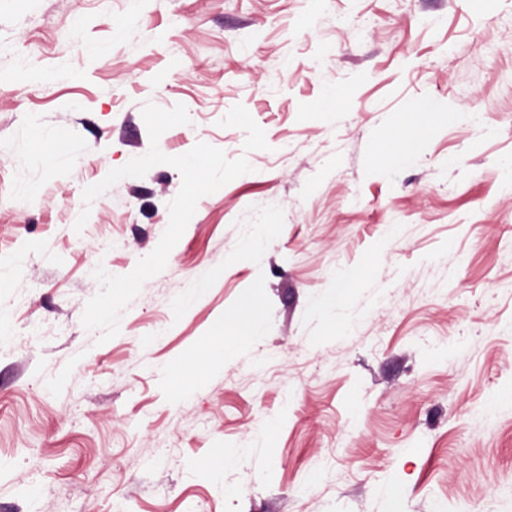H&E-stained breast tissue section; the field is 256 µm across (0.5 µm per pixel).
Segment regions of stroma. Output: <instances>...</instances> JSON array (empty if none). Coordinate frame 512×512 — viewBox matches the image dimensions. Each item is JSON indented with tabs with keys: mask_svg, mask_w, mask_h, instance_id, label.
<instances>
[{
	"mask_svg": "<svg viewBox=\"0 0 512 512\" xmlns=\"http://www.w3.org/2000/svg\"><path fill=\"white\" fill-rule=\"evenodd\" d=\"M311 9L0 0V512H512V0ZM148 102L191 119L164 154L252 170L104 342L92 271L154 250L181 175L82 192Z\"/></svg>",
	"mask_w": 512,
	"mask_h": 512,
	"instance_id": "1",
	"label": "stroma"
}]
</instances>
